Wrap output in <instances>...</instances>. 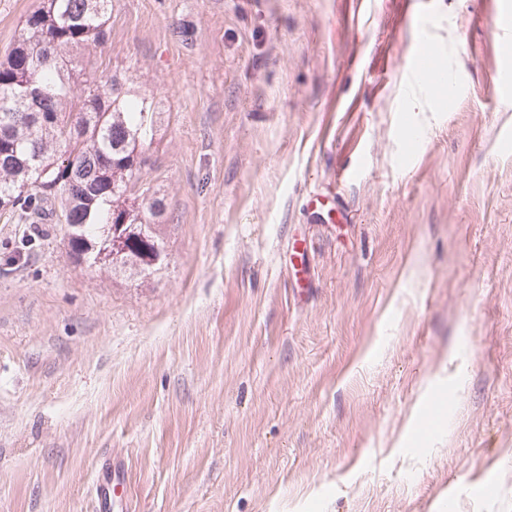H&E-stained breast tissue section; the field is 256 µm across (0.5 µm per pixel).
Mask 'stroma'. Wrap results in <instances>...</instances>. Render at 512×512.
<instances>
[{
	"mask_svg": "<svg viewBox=\"0 0 512 512\" xmlns=\"http://www.w3.org/2000/svg\"><path fill=\"white\" fill-rule=\"evenodd\" d=\"M506 21L114 0L95 76L162 106L168 264L0 221V512H95L110 455L128 512H512ZM425 42L455 93L412 78Z\"/></svg>",
	"mask_w": 512,
	"mask_h": 512,
	"instance_id": "obj_1",
	"label": "stroma"
}]
</instances>
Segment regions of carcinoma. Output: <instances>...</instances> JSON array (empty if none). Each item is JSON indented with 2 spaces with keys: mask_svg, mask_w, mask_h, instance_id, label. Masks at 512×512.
Segmentation results:
<instances>
[{
  "mask_svg": "<svg viewBox=\"0 0 512 512\" xmlns=\"http://www.w3.org/2000/svg\"><path fill=\"white\" fill-rule=\"evenodd\" d=\"M114 0H39L17 42L0 61V218L67 228L71 263L97 262L111 247L113 217L134 227L122 248L124 271L143 280L168 256L161 228L164 199L136 193L148 152L160 135L158 104L129 96L118 75L103 82L83 55L106 43Z\"/></svg>",
  "mask_w": 512,
  "mask_h": 512,
  "instance_id": "cac0c4a2",
  "label": "carcinoma"
}]
</instances>
